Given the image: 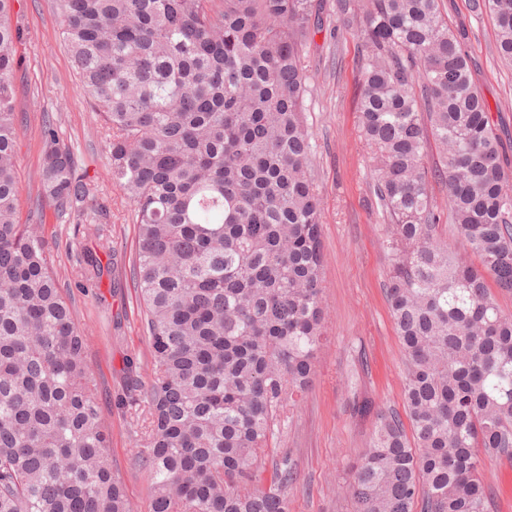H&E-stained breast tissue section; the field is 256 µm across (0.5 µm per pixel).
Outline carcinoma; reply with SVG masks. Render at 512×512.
I'll return each instance as SVG.
<instances>
[{"label": "carcinoma", "instance_id": "obj_1", "mask_svg": "<svg viewBox=\"0 0 512 512\" xmlns=\"http://www.w3.org/2000/svg\"><path fill=\"white\" fill-rule=\"evenodd\" d=\"M0 0V512H133L96 378L37 224L16 218L15 44ZM356 26L358 126L385 224L386 302L404 413L377 409L336 495L353 512H493L487 460L512 459V162L441 0H339ZM112 181L134 206L152 360L126 361L142 407L147 512H289L295 464L259 458L309 390L326 318L321 201L309 169L312 0H55ZM493 16L512 64V0ZM42 194L109 215L56 126ZM446 189V209L432 183ZM455 225L448 242L443 220ZM78 274L97 279L86 254Z\"/></svg>", "mask_w": 512, "mask_h": 512}]
</instances>
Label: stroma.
<instances>
[{
    "mask_svg": "<svg viewBox=\"0 0 512 512\" xmlns=\"http://www.w3.org/2000/svg\"><path fill=\"white\" fill-rule=\"evenodd\" d=\"M313 3L327 28L314 35L305 54L304 109L313 134L311 173L322 199L327 318L313 387L288 423L282 445L297 468V483L289 492L291 512H350V503L337 497L336 485L348 481L349 464L366 448L374 422L373 415L357 413L354 406L367 401L402 411L404 356L384 297V221L357 126L359 43L338 26L336 0ZM442 10L449 24L465 30L462 49L473 65L474 81L512 150V68L497 58L492 19L473 12L471 0H443ZM14 23L19 30L14 80L18 220L44 227L62 292L90 338L87 363L110 431L112 468L135 512H145L150 474L136 462L140 434L122 401L127 358L145 365L151 361L135 287L134 211L112 183L103 122L82 90L53 0H15ZM49 118L110 209L108 240L99 239L91 216L75 213L60 220L41 195L43 127ZM88 251L111 257L112 263L98 281L83 285L71 270ZM482 477L495 512H512V462L486 461Z\"/></svg>",
    "mask_w": 512,
    "mask_h": 512,
    "instance_id": "obj_1",
    "label": "stroma"
}]
</instances>
